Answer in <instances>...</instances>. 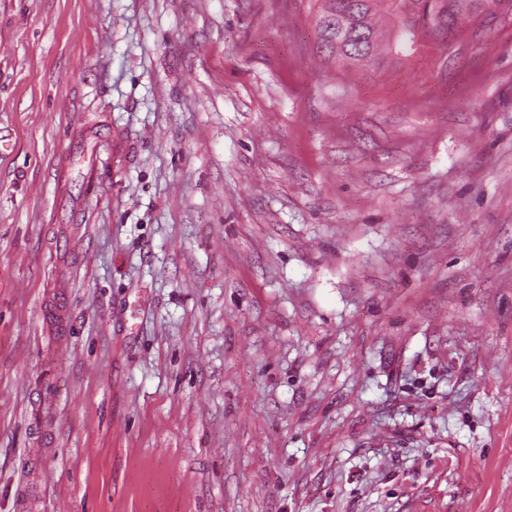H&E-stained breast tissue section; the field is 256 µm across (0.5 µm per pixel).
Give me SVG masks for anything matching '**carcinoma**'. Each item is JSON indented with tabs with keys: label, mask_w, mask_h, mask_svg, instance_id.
Instances as JSON below:
<instances>
[{
	"label": "carcinoma",
	"mask_w": 512,
	"mask_h": 512,
	"mask_svg": "<svg viewBox=\"0 0 512 512\" xmlns=\"http://www.w3.org/2000/svg\"><path fill=\"white\" fill-rule=\"evenodd\" d=\"M512 15V0H328L320 51L360 68L381 52L397 58L428 41L439 50L486 30L478 10Z\"/></svg>",
	"instance_id": "obj_1"
}]
</instances>
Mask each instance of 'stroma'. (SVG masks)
I'll return each mask as SVG.
<instances>
[{"instance_id":"stroma-1","label":"stroma","mask_w":512,"mask_h":512,"mask_svg":"<svg viewBox=\"0 0 512 512\" xmlns=\"http://www.w3.org/2000/svg\"><path fill=\"white\" fill-rule=\"evenodd\" d=\"M322 4L0 0V512H512V19ZM475 1L478 9L512 15V0H328L321 12L329 21L321 20L318 27L319 49L355 68L381 52L401 59L426 41L449 50L453 42L489 30L473 9Z\"/></svg>"}]
</instances>
